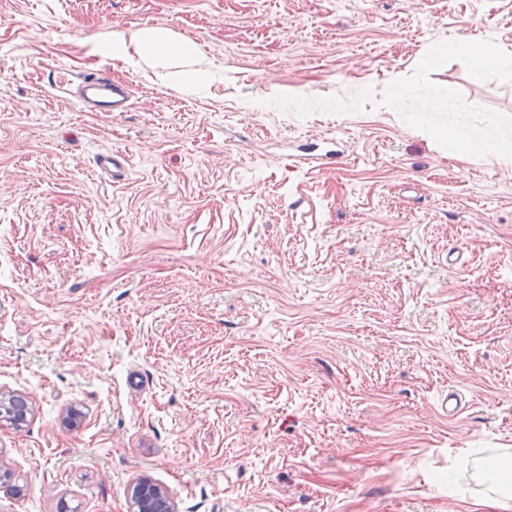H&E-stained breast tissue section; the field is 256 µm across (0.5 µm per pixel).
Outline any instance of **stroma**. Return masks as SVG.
I'll return each mask as SVG.
<instances>
[{
	"mask_svg": "<svg viewBox=\"0 0 512 512\" xmlns=\"http://www.w3.org/2000/svg\"><path fill=\"white\" fill-rule=\"evenodd\" d=\"M152 26L218 78L186 96L99 49ZM451 37L512 47V0H0V394L29 405L0 420V512H133L142 477L178 512L485 495L459 461L512 454V166L375 100L266 104L376 99ZM90 69L129 111L80 108ZM431 79L512 116V82ZM96 163L99 168L112 172V177L124 176L129 166L128 157L116 151L98 155Z\"/></svg>",
	"mask_w": 512,
	"mask_h": 512,
	"instance_id": "35a3bbf8",
	"label": "stroma"
}]
</instances>
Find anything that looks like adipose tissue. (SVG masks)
Returning a JSON list of instances; mask_svg holds the SVG:
<instances>
[{
  "label": "adipose tissue",
  "instance_id": "obj_1",
  "mask_svg": "<svg viewBox=\"0 0 512 512\" xmlns=\"http://www.w3.org/2000/svg\"><path fill=\"white\" fill-rule=\"evenodd\" d=\"M100 47L114 56H135L137 63L161 71L167 81L192 94L204 90L215 76L194 44L175 39L163 27H143L130 34L115 31L102 38ZM480 480L488 490L483 505L512 512V470L488 464L482 468Z\"/></svg>",
  "mask_w": 512,
  "mask_h": 512
}]
</instances>
